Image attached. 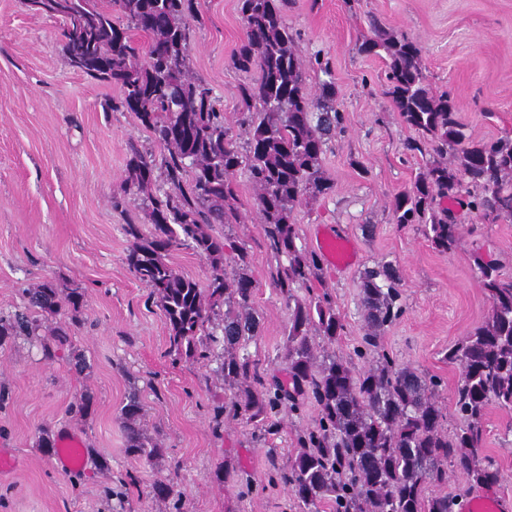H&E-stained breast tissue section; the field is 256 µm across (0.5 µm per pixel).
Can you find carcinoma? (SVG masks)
<instances>
[{
    "label": "carcinoma",
    "instance_id": "cac0c4a2",
    "mask_svg": "<svg viewBox=\"0 0 512 512\" xmlns=\"http://www.w3.org/2000/svg\"><path fill=\"white\" fill-rule=\"evenodd\" d=\"M37 13L66 20L74 13L82 24L75 36L62 33L66 62L73 70L119 86L120 98L101 102L104 112L136 115L160 147L154 155L129 144L126 183L143 196L150 224L143 235L127 224L134 238L126 261L136 278L157 298L169 325L174 360L198 357L217 363L215 372L232 393L236 415L253 433L272 431L276 416L297 411L304 400L319 407L318 423L297 435L298 451L287 475L299 512H454L457 500L430 495L428 485L445 479L449 465L474 489L499 478L493 464H479L483 418L492 403L512 410V275L481 253L473 255L490 302L483 325L448 351L460 367L454 390L456 412L464 425L453 435L444 430L436 398L437 383L381 352L386 329L405 313L402 275L392 262L362 272L359 307L365 330L358 368L336 353H317L313 335L329 344L343 336L344 319L331 295L315 290L323 274L321 256L297 245L292 217L302 200L333 194L321 155L343 133L345 115L336 103V82L329 66L314 55L317 70L328 76L313 95L308 66L295 49L282 4L285 0H239L243 37L233 65L255 70L258 79L239 88L246 111L247 139L238 145L229 135L224 108L212 88L195 77L188 61L191 28L200 0H42ZM363 54L383 51L389 69L387 94L402 122L417 137L406 149L433 153L412 186L392 201L393 221L418 226L431 246L451 253L478 225L461 224L454 207L466 209L482 224L512 221V136L474 140L450 92L426 83L420 49L371 23L362 38ZM243 172L256 191L260 223L271 251L287 264L276 287L288 308V333L282 378L263 391L248 385L253 360L246 353L259 335L255 285L247 272L248 254L228 233L212 227L240 223L232 181ZM191 249L210 265L206 286L178 274L167 257ZM27 305L0 317V341L33 336L45 358L40 315L76 313L83 289L62 293L51 283L24 289ZM143 406L132 392L121 408L128 456L149 463L158 443L141 427Z\"/></svg>",
    "mask_w": 512,
    "mask_h": 512
}]
</instances>
